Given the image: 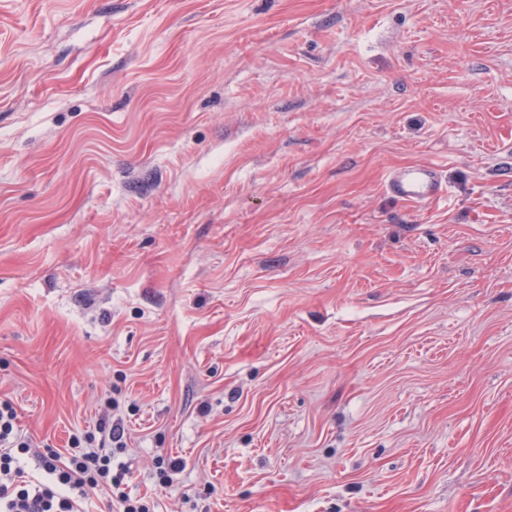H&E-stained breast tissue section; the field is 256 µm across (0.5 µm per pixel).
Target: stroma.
I'll return each instance as SVG.
<instances>
[{
    "mask_svg": "<svg viewBox=\"0 0 512 512\" xmlns=\"http://www.w3.org/2000/svg\"><path fill=\"white\" fill-rule=\"evenodd\" d=\"M108 393L155 512H512V0H0V399ZM385 189L391 196L413 203H424L448 195V185L438 168L417 165L392 170L386 179Z\"/></svg>",
    "mask_w": 512,
    "mask_h": 512,
    "instance_id": "1",
    "label": "stroma"
}]
</instances>
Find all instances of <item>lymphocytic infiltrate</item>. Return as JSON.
<instances>
[{"mask_svg":"<svg viewBox=\"0 0 512 512\" xmlns=\"http://www.w3.org/2000/svg\"><path fill=\"white\" fill-rule=\"evenodd\" d=\"M104 419L74 436L65 452L40 449L23 436L10 401H0V512H88L90 499L108 493L118 512H152L150 503L131 498L122 488V473L114 469L115 454L123 449L124 431L108 416L120 403L105 398ZM33 459L42 476L29 479L20 461Z\"/></svg>","mask_w":512,"mask_h":512,"instance_id":"f902f5d3","label":"lymphocytic infiltrate"}]
</instances>
